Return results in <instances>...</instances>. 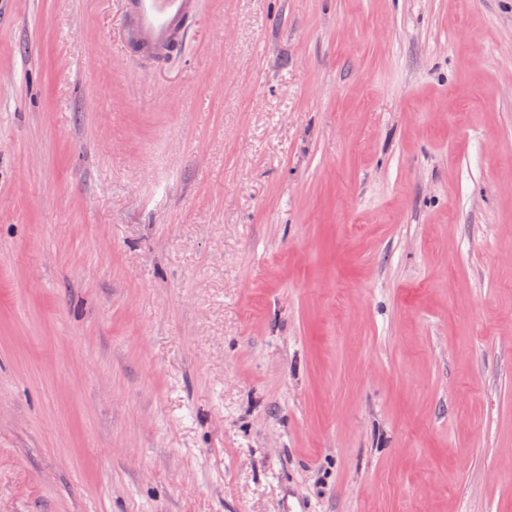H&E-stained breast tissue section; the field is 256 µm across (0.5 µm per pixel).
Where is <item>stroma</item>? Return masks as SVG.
I'll return each instance as SVG.
<instances>
[{
    "mask_svg": "<svg viewBox=\"0 0 512 512\" xmlns=\"http://www.w3.org/2000/svg\"><path fill=\"white\" fill-rule=\"evenodd\" d=\"M0 9V512H512V0ZM126 37L141 58L160 59L196 14L199 0H122Z\"/></svg>",
    "mask_w": 512,
    "mask_h": 512,
    "instance_id": "35a3bbf8",
    "label": "stroma"
}]
</instances>
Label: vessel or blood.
<instances>
[{"label":"vessel or blood","mask_w":512,"mask_h":512,"mask_svg":"<svg viewBox=\"0 0 512 512\" xmlns=\"http://www.w3.org/2000/svg\"><path fill=\"white\" fill-rule=\"evenodd\" d=\"M122 6L132 50L145 59H160L196 14L199 0H122Z\"/></svg>","instance_id":"b4317fda"}]
</instances>
